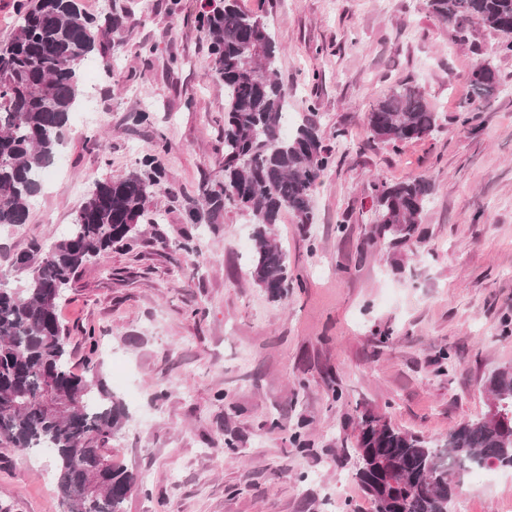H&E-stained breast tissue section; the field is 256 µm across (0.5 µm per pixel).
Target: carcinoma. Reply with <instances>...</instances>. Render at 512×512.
Wrapping results in <instances>:
<instances>
[{"label": "carcinoma", "instance_id": "1", "mask_svg": "<svg viewBox=\"0 0 512 512\" xmlns=\"http://www.w3.org/2000/svg\"><path fill=\"white\" fill-rule=\"evenodd\" d=\"M443 24L476 20L512 52V0H422ZM197 23L209 43L212 71L224 83V180L204 188L188 209L193 224L213 221L227 209L247 215L253 230L250 273L268 297L288 295L292 277L286 253L274 238L283 212L313 223V200L331 150L308 121L284 129L286 93L276 78L279 47L267 21L236 0H204ZM17 24L0 42V226L27 223L42 175L55 163L82 95L77 67L96 54L112 71V45L129 13L112 8L104 23L76 0H17ZM470 98L462 123L499 92L500 77L485 59L466 76ZM373 135L396 147L437 127L424 94L402 85L365 115ZM158 166L148 160L120 177L96 181L63 235L14 255L15 277L0 279V445L21 453L47 449L57 461L64 512H124L137 477L114 463L112 442L130 416L107 387L99 364L69 367L70 330L58 307L79 271L91 260L132 249L152 224L146 204L160 188ZM432 192L424 177L372 184L376 221L372 233L412 235ZM501 420L477 416L429 439L370 412L358 417L357 441L365 449L356 467L376 512H451L467 473L512 468V368L488 378Z\"/></svg>", "mask_w": 512, "mask_h": 512}]
</instances>
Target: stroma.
I'll return each instance as SVG.
<instances>
[{
    "instance_id": "stroma-1",
    "label": "stroma",
    "mask_w": 512,
    "mask_h": 512,
    "mask_svg": "<svg viewBox=\"0 0 512 512\" xmlns=\"http://www.w3.org/2000/svg\"><path fill=\"white\" fill-rule=\"evenodd\" d=\"M79 2L96 16L120 3L132 21L114 72L80 66L78 108L92 120L71 116L28 223L0 227V272L59 237L95 181L149 155L162 167L148 203L157 223L85 266L60 309L75 370L94 329L130 414L112 460L144 487L125 512H374L355 477L356 416L442 437L485 412L488 377L512 367V53L495 54L492 29L440 23L420 0H240L274 31L288 114L314 117L334 149L313 224L287 213L275 227L301 276L275 302L250 275L248 216L187 220L224 160V84L196 0L176 15L171 0ZM489 52L502 91L462 125L466 75ZM402 83L439 120L395 150L365 114ZM160 134L168 151L154 147ZM419 176L433 193L411 239L373 235L372 181ZM454 509L512 512V470L464 483ZM0 512H62L50 451L0 446Z\"/></svg>"
}]
</instances>
